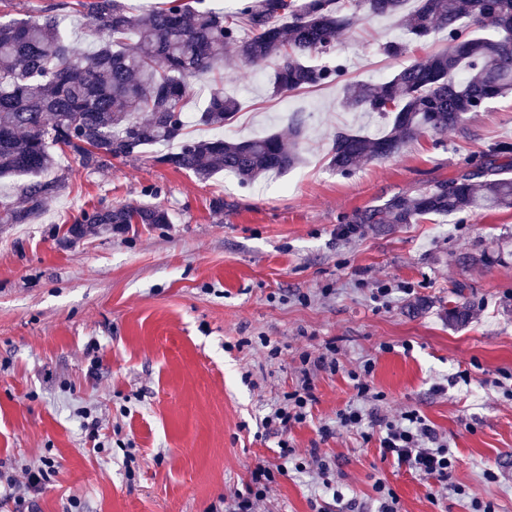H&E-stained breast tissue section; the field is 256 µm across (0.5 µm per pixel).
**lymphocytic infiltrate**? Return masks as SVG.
Here are the masks:
<instances>
[{"instance_id": "obj_1", "label": "lymphocytic infiltrate", "mask_w": 512, "mask_h": 512, "mask_svg": "<svg viewBox=\"0 0 512 512\" xmlns=\"http://www.w3.org/2000/svg\"><path fill=\"white\" fill-rule=\"evenodd\" d=\"M301 377L297 386L286 393L283 399L265 416L266 428L280 432L278 461L274 464H257L250 472L244 490L224 497V512H255L260 501L267 498L270 490L289 470L299 472L312 470L319 479L323 495L331 497L346 512H355L357 503L346 498L337 483L333 462L322 456L318 449H310L307 455H298L287 439L288 432L303 425L311 415L316 401L314 377L317 372L336 373L342 371V363L334 344H326L318 354L303 353L300 357ZM346 371V370H343ZM373 360L360 362L354 369L346 371L355 392L354 398L336 414L334 421L323 424L318 432L321 439L334 437L340 430L361 432L363 439L375 438L383 458L393 459L400 466L419 477L439 484L441 490H452L458 498L469 499L471 512H495L493 503L470 498L464 486H449L448 479L456 466L457 456L445 440L419 411L410 409L394 417L380 416L372 411L374 402L383 398L372 386Z\"/></svg>"}]
</instances>
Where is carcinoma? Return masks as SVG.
Returning <instances> with one entry per match:
<instances>
[{
  "label": "carcinoma",
  "mask_w": 512,
  "mask_h": 512,
  "mask_svg": "<svg viewBox=\"0 0 512 512\" xmlns=\"http://www.w3.org/2000/svg\"><path fill=\"white\" fill-rule=\"evenodd\" d=\"M203 0H163L133 14L122 0H76L97 38L86 53L46 9L36 17L0 21V178L26 176L25 205L0 202V224H23L62 188L47 179L57 149L81 167L103 168L158 145L179 142L159 164L205 180L222 171L250 185L300 163L306 130L301 114L278 133L246 140L186 137L184 107L190 80L215 76L199 123L236 120L239 100L224 92V52L241 48L245 61L274 64L275 95L324 84L343 85L341 107L378 115L373 137L340 129L330 161L348 175L367 159L391 158L421 134H443L471 112L512 93V0H238L224 15ZM396 21L404 40L381 46L397 59L412 43L447 33L448 46L398 69L383 83L350 82L346 65L330 58L336 40L360 14ZM512 209V144L499 143L450 180L414 195H395L355 214L353 224H412L425 215ZM156 205H118L84 212L68 233L84 237L99 225L121 233L134 224H168Z\"/></svg>",
  "instance_id": "cac0c4a2"
}]
</instances>
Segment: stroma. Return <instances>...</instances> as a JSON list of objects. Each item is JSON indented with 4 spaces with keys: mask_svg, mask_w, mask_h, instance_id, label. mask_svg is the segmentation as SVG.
I'll list each match as a JSON object with an SVG mask.
<instances>
[{
    "mask_svg": "<svg viewBox=\"0 0 512 512\" xmlns=\"http://www.w3.org/2000/svg\"><path fill=\"white\" fill-rule=\"evenodd\" d=\"M73 2L0 0V20L52 7L71 40L89 43ZM399 33L364 16L333 55L349 79L380 82L403 65L380 51ZM271 72L226 53L224 82L242 109L224 134H284L303 113V161L288 173L243 187L158 164L151 148L96 172L61 153L59 193L26 223L0 224V469L17 474L43 456L58 465L34 510L11 498L0 512H210L258 462L276 461L280 436L263 419L295 387L299 354L329 341L344 369L319 373L311 417L289 435L298 453L317 448L335 460L338 484L364 512L376 508L379 479L403 512H468L383 459L378 440L347 430L321 440L319 426L354 397L347 369L370 358L384 395L378 414L418 410L458 458L452 483L512 512V400L493 385L512 372V209L344 233L356 213L454 178L482 151L512 143V96L343 175L330 165L334 132L374 134L384 119L342 111L333 85L273 95ZM102 204L158 205L170 221L71 240L74 218ZM496 240L503 263L467 265ZM381 281L396 289L387 307L372 299ZM461 294L470 317L454 327L445 312ZM265 337L281 346L279 359H268ZM81 407L99 439L82 428ZM488 469L496 481L484 479ZM316 490L311 474L291 472L257 512H312Z\"/></svg>",
    "mask_w": 512,
    "mask_h": 512,
    "instance_id": "1",
    "label": "stroma"
}]
</instances>
